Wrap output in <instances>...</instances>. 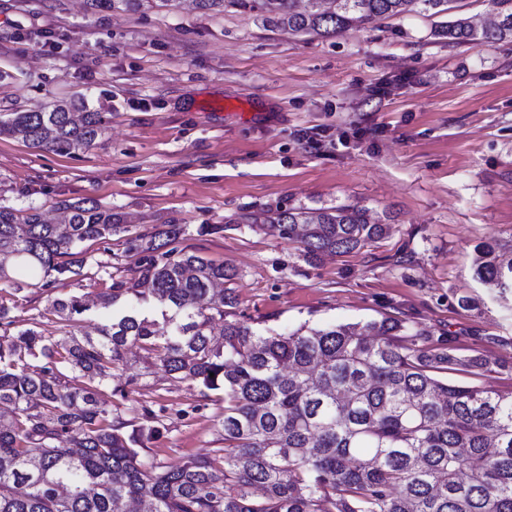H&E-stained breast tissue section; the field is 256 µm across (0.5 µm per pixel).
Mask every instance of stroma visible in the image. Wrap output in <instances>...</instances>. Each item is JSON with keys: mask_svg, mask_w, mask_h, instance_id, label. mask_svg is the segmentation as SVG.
Segmentation results:
<instances>
[{"mask_svg": "<svg viewBox=\"0 0 512 512\" xmlns=\"http://www.w3.org/2000/svg\"><path fill=\"white\" fill-rule=\"evenodd\" d=\"M435 23L407 14L319 38L191 0L136 14L0 0V112L85 97L107 126L74 157L0 139V203L49 221L66 199L111 206L126 232L91 261L116 278L135 262L126 234L182 225L177 248L234 267L236 319L284 331L392 314L428 344L484 355L493 371L477 380L510 391L512 300L492 301L472 261L485 241L512 258V40L451 43ZM349 204L388 235L315 264L265 229L227 227L247 211ZM46 306L22 293L11 313L59 335ZM112 384L123 419L155 412L157 460L215 447L219 395L145 369L139 350Z\"/></svg>", "mask_w": 512, "mask_h": 512, "instance_id": "35a3bbf8", "label": "stroma"}]
</instances>
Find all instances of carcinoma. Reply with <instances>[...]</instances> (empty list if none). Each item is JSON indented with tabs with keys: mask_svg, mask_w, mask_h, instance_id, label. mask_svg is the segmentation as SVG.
I'll return each mask as SVG.
<instances>
[{
	"mask_svg": "<svg viewBox=\"0 0 512 512\" xmlns=\"http://www.w3.org/2000/svg\"><path fill=\"white\" fill-rule=\"evenodd\" d=\"M172 0H87L94 10L138 13ZM477 26L463 0H194L195 9L249 13L296 34L338 32L410 13L440 16L434 34L457 44L512 38V0H490ZM84 98L0 112V137L75 156L105 134ZM62 218L0 205V286L46 295L62 335L21 328L0 302V512H512V391L459 384L448 375L493 371L481 357L428 346L410 321L303 324L259 331L229 319L235 305L213 288L232 268L172 248L184 230L163 224L126 240L131 276L84 271L92 247L123 230L112 207L63 200ZM297 242L303 259L359 251L386 234L361 207L276 208L242 213ZM474 278L494 297L512 294V260L474 248ZM98 287L96 337L75 329L96 311L52 295L59 277ZM137 347L171 377L224 394L216 442L205 456L165 465L147 443L159 434L113 415L99 394ZM67 440L69 447L58 442Z\"/></svg>",
	"mask_w": 512,
	"mask_h": 512,
	"instance_id": "1",
	"label": "carcinoma"
}]
</instances>
